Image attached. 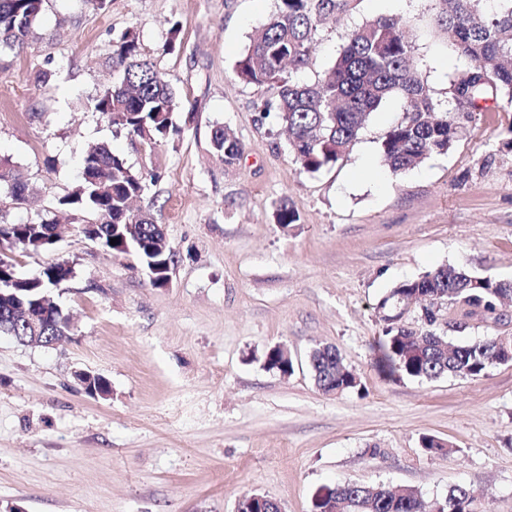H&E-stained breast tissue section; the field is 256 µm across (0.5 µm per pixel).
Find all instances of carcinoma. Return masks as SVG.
Here are the masks:
<instances>
[{"label":"carcinoma","mask_w":512,"mask_h":512,"mask_svg":"<svg viewBox=\"0 0 512 512\" xmlns=\"http://www.w3.org/2000/svg\"><path fill=\"white\" fill-rule=\"evenodd\" d=\"M278 7L267 24L252 39L236 62L238 77L274 91L281 126L301 168L315 173L348 154L361 130L388 99L404 102L402 118L392 125L378 147L381 163L399 173L424 158L448 153L460 130L448 113L461 111L466 99L468 112H492L504 101L512 107V0H434L436 23L448 34L455 51L467 65L452 79L448 96L442 101L419 76L413 46L400 21L381 15L349 31L347 41L330 72L313 83L300 82L295 74L309 63L320 20L342 15L348 0H277ZM45 0H0V49H13L27 41V35L44 10ZM113 67L121 70L120 81L100 93L94 112L123 132L131 141L149 146L181 132L175 91L143 57L136 32L128 30L113 41ZM211 146L233 166L244 149L224 126L211 131ZM86 175L76 188L59 200L63 210L95 213L104 217L99 240L116 255H132L144 269H155V286H163V272L174 262L169 248L160 253L156 242L163 238L147 210L133 212L129 198L140 197L146 177L127 165L124 157L103 143L88 147L82 161ZM33 192L19 167L0 158V194L12 203L26 201ZM281 225L298 221L296 210L283 202L275 212ZM57 214L47 212L30 224L0 221V289L19 277L13 257L15 249L38 251L52 245L59 235ZM116 244H110L111 239ZM69 262L62 260L37 277L19 284L39 297L67 282ZM475 276L454 266H440L424 275L397 284L381 307L388 303L414 302L425 322H435L434 309L443 303L461 304L467 315L498 320L497 299L512 296V288L489 278L473 284ZM429 331L419 337L418 346L410 333L394 323L383 328L377 345V367L386 378L403 375L435 379L443 374L479 378L505 353L491 340L442 347L430 339ZM264 364L286 374L293 364L281 360L280 349L270 348ZM315 383L325 392L342 393L357 388V377L336 349L326 346L309 354ZM443 512H484L464 487L453 488L440 502ZM336 512H425L418 492L401 487L393 492L384 486H362L345 482L336 486Z\"/></svg>","instance_id":"cac0c4a2"}]
</instances>
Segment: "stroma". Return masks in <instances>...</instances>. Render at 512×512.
Returning a JSON list of instances; mask_svg holds the SVG:
<instances>
[{
  "label": "stroma",
  "mask_w": 512,
  "mask_h": 512,
  "mask_svg": "<svg viewBox=\"0 0 512 512\" xmlns=\"http://www.w3.org/2000/svg\"><path fill=\"white\" fill-rule=\"evenodd\" d=\"M276 6L46 0L29 41L0 51V157L39 190L22 207L0 198V218L56 210L88 146L105 142L158 174L140 205L176 252L162 288L76 219L51 247L15 252L21 275L66 260L75 276L56 292L71 317L56 345L0 335V512H237L247 491L281 512H313L319 491L344 481L410 487L428 503L461 486L486 512H512V364L421 380L384 378L375 360L378 304L395 284L444 265L512 281V109L452 114L453 149L396 175L378 161L402 117L392 98L347 156L305 172L274 119L260 117L272 90L235 72ZM434 13L432 0H351L319 24L302 76L321 79L350 27L391 14L407 26L420 77L445 98L465 60ZM175 22V47L163 51ZM129 29L192 115L151 147L93 110L118 77L112 43ZM38 70L49 82L35 83ZM218 124L244 147L235 165L211 148ZM284 201L299 215L285 227L274 219ZM497 314L493 323L446 303L434 324L413 307L400 325L474 343L512 333V301ZM276 345L290 350L291 375L265 367ZM317 346L338 350L357 389L318 388L307 363ZM81 371L107 378L110 395H87ZM425 435L450 451L423 450Z\"/></svg>",
  "instance_id": "1"
}]
</instances>
